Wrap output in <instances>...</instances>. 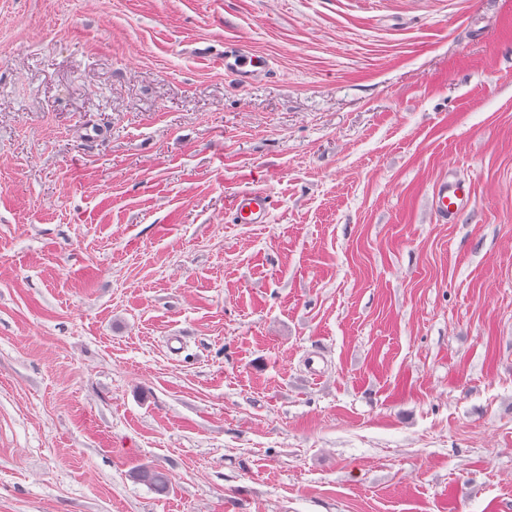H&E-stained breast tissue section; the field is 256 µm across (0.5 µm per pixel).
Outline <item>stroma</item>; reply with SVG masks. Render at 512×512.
Segmentation results:
<instances>
[{
  "label": "stroma",
  "instance_id": "obj_1",
  "mask_svg": "<svg viewBox=\"0 0 512 512\" xmlns=\"http://www.w3.org/2000/svg\"><path fill=\"white\" fill-rule=\"evenodd\" d=\"M0 512H512V0H0ZM229 58H233L234 62H229ZM229 58H225L224 55V71L234 75L239 82H247L254 77L266 74L263 62L240 47ZM470 202V190L457 179L441 180L433 197L435 217L443 224L452 223ZM271 208L272 200L263 191L239 195L233 202V211L239 224H265ZM133 478L145 484L158 494L167 493L170 487V480L167 473L151 465L137 468L133 473Z\"/></svg>",
  "mask_w": 512,
  "mask_h": 512
}]
</instances>
